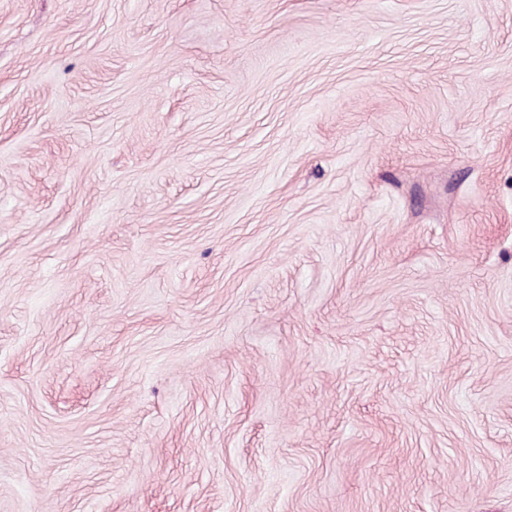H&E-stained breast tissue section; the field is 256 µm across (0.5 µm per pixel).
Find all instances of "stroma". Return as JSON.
Wrapping results in <instances>:
<instances>
[{
	"label": "stroma",
	"mask_w": 512,
	"mask_h": 512,
	"mask_svg": "<svg viewBox=\"0 0 512 512\" xmlns=\"http://www.w3.org/2000/svg\"><path fill=\"white\" fill-rule=\"evenodd\" d=\"M0 512H512V0H0Z\"/></svg>",
	"instance_id": "obj_1"
}]
</instances>
